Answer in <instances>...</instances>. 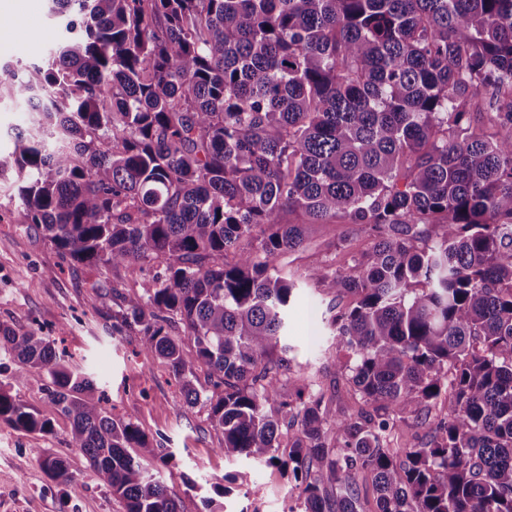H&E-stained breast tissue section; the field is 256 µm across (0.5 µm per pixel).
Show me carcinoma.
Listing matches in <instances>:
<instances>
[{
    "label": "carcinoma",
    "mask_w": 512,
    "mask_h": 512,
    "mask_svg": "<svg viewBox=\"0 0 512 512\" xmlns=\"http://www.w3.org/2000/svg\"><path fill=\"white\" fill-rule=\"evenodd\" d=\"M49 2L63 40L0 69L31 114L11 153L22 218L87 267H163L121 321L187 408L209 407L224 456L290 473L300 512H512V0ZM292 209L306 220L283 223ZM338 217L372 236L316 281L350 298L326 318L350 406L292 371L296 284L277 265ZM0 347L17 365L1 421L50 432L13 393L44 374L126 512H180L142 465L160 449L54 341L0 325ZM32 453L79 490L65 460Z\"/></svg>",
    "instance_id": "obj_1"
}]
</instances>
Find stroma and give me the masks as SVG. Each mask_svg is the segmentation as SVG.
Segmentation results:
<instances>
[{
    "label": "stroma",
    "instance_id": "obj_1",
    "mask_svg": "<svg viewBox=\"0 0 512 512\" xmlns=\"http://www.w3.org/2000/svg\"><path fill=\"white\" fill-rule=\"evenodd\" d=\"M28 29L0 25V65L42 61L61 29L48 14V0H29ZM15 174L0 176V324L35 329L55 339L68 360L94 379L114 418H131L169 459H144L179 497L180 512H207L217 490L224 512H293L299 501L294 482L274 467L225 458L224 435L212 427L206 406L187 409L172 372L145 346L137 331L123 328L117 314L123 297L154 285V269H89L71 262L44 237L37 224L23 223L13 199ZM371 240L357 225L337 219L318 224L302 251L283 255L279 265L295 273L298 287L288 307V353L293 367L316 373L327 397L349 400L336 387L331 340L322 322L329 302L314 288L326 265L347 266L351 252ZM51 430L27 434L0 422V512H125L123 503L93 476L79 449L70 447V422L51 414ZM66 459L80 483L77 492L53 479L32 449Z\"/></svg>",
    "mask_w": 512,
    "mask_h": 512
}]
</instances>
